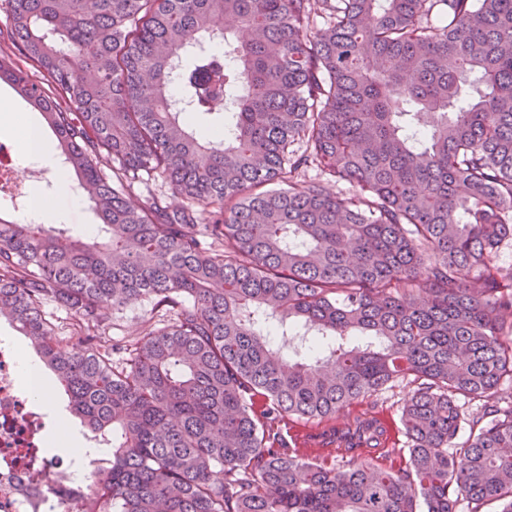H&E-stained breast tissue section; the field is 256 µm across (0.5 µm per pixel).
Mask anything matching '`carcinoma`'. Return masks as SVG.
<instances>
[{"label":"carcinoma","mask_w":512,"mask_h":512,"mask_svg":"<svg viewBox=\"0 0 512 512\" xmlns=\"http://www.w3.org/2000/svg\"><path fill=\"white\" fill-rule=\"evenodd\" d=\"M4 5L66 106L1 58L0 82L104 240L0 215V320L112 443L96 512H512V401L448 452L459 398L512 383V0H321L320 28L311 0ZM145 175L181 205H131ZM145 302L160 318L123 361L92 345L104 309ZM397 379L402 468L374 416L309 460L267 446L252 405L323 420Z\"/></svg>","instance_id":"1"}]
</instances>
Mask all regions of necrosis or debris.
I'll return each mask as SVG.
<instances>
[{
  "label": "necrosis or debris",
  "mask_w": 512,
  "mask_h": 512,
  "mask_svg": "<svg viewBox=\"0 0 512 512\" xmlns=\"http://www.w3.org/2000/svg\"><path fill=\"white\" fill-rule=\"evenodd\" d=\"M17 345L0 336V512H85L75 464L46 454L47 415L22 395Z\"/></svg>",
  "instance_id": "4bbe7bcc"
}]
</instances>
